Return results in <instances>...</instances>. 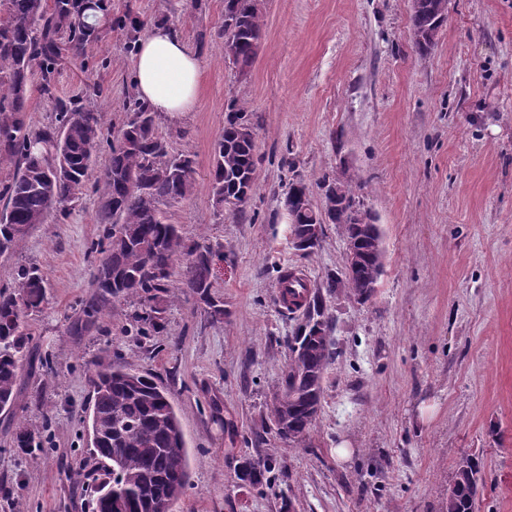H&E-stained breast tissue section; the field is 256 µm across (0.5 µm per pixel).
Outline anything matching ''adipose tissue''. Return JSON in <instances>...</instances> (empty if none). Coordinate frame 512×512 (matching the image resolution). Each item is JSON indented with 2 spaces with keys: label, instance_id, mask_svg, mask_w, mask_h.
Wrapping results in <instances>:
<instances>
[{
  "label": "adipose tissue",
  "instance_id": "adipose-tissue-1",
  "mask_svg": "<svg viewBox=\"0 0 512 512\" xmlns=\"http://www.w3.org/2000/svg\"><path fill=\"white\" fill-rule=\"evenodd\" d=\"M133 68L136 96L152 112L176 116L197 108L205 61L170 27L152 26L139 39Z\"/></svg>",
  "mask_w": 512,
  "mask_h": 512
}]
</instances>
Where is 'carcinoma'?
<instances>
[{
  "mask_svg": "<svg viewBox=\"0 0 512 512\" xmlns=\"http://www.w3.org/2000/svg\"><path fill=\"white\" fill-rule=\"evenodd\" d=\"M107 12L106 0H0V168L13 166L0 181V255L15 248L19 227L45 222L49 212L79 199L103 129V112L95 97L57 100L55 121L32 128L26 120L33 93L53 95L54 73L67 57L84 54L96 28L75 23L79 14ZM448 17V0H418L411 25L415 45L434 44ZM263 19L256 0H224V26L219 36L235 42L231 64L243 70L255 59ZM127 118L112 140L108 163L94 185L106 224L93 275L94 292L84 302V318L71 332L80 336L112 311L115 300L136 302L134 318L140 333H157L173 300L192 296L210 316H224L215 299L213 252L184 241L177 225L168 222L164 207L188 197L195 185L194 160L172 153L159 133L157 115L137 98L127 104ZM247 113L233 107L214 147L211 171L216 202L238 210L256 187V145L248 136ZM324 199L333 203L315 210L309 183H288L284 207L291 217V235L306 244L296 250L311 254L321 238L308 237L309 224H338L347 242L361 252L356 266L346 267L344 281L330 277L312 284L290 271L279 276L293 296L286 310L306 321L303 335L288 337V363L267 405L266 429L285 443L303 440L321 407L324 373L334 356L328 336L331 316L325 294L343 284L361 300L375 292L383 265L372 252L381 235L369 212L361 208L351 186L324 176L316 182ZM183 261L175 273L177 261ZM47 300L46 283L35 265L17 270L14 283L0 289V411H11L20 373L33 340L30 320ZM91 399L86 409L88 446L102 473L95 485L93 512H148V504L168 500L177 505L188 487V453L183 428L164 387L147 373L118 360H98L90 370ZM13 447L24 454L42 451L40 432L16 423ZM278 464L277 451L244 457L238 480L252 488L271 485L269 474ZM479 463L460 460L445 512H475Z\"/></svg>",
  "mask_w": 512,
  "mask_h": 512,
  "instance_id": "carcinoma-1",
  "label": "carcinoma"
}]
</instances>
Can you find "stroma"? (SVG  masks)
Returning <instances> with one entry per match:
<instances>
[{"label": "stroma", "mask_w": 512, "mask_h": 512, "mask_svg": "<svg viewBox=\"0 0 512 512\" xmlns=\"http://www.w3.org/2000/svg\"><path fill=\"white\" fill-rule=\"evenodd\" d=\"M83 56L33 94L27 120L51 123L57 99L100 90L104 141L82 198L50 213L0 257V287L33 264L48 302L11 414L0 412V512H92L80 416L92 363L121 357L165 386L190 468L177 512H444L458 461L481 465L476 512H512V0H448L434 47L419 52L411 0H258V54L239 71L218 35L224 0H107ZM164 20L206 60L201 102L159 117L173 151L194 159L195 187L167 206L186 242L223 253L213 269L216 321L194 297L172 302L159 333H139L132 302L70 334L93 291L101 199L92 183L126 119L134 53L113 17ZM246 108L256 189L242 212L215 202L214 145L231 105ZM350 182L379 225L384 272L374 295L327 296L336 354L318 417L299 444H256L288 360L295 320L274 295L280 272L343 277L346 240L328 224L310 255L294 249L288 182ZM433 406L425 418L421 407ZM47 453L12 445L16 421ZM350 459L336 456L341 442ZM275 448L270 489L240 486L242 457Z\"/></svg>", "instance_id": "stroma-1"}]
</instances>
